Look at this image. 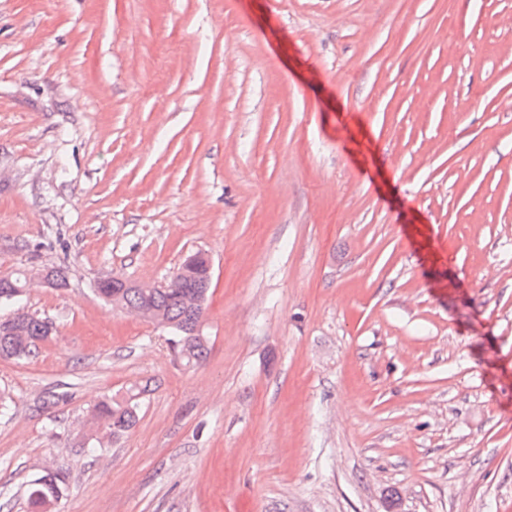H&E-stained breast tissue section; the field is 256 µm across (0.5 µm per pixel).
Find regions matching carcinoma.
<instances>
[{
	"label": "carcinoma",
	"instance_id": "carcinoma-1",
	"mask_svg": "<svg viewBox=\"0 0 512 512\" xmlns=\"http://www.w3.org/2000/svg\"><path fill=\"white\" fill-rule=\"evenodd\" d=\"M28 270H17L8 274V280L0 279V303L15 299V293L25 287ZM205 274L202 261L182 263L176 269L167 288L153 294L149 299L154 313L162 316L173 333V338L182 341L186 331L201 324L206 313V301L189 304L188 294L204 293L198 287ZM95 291L110 306L119 304L137 306L144 302L143 296L134 288H114L112 282H96ZM48 336L44 318L28 314L23 319L7 326L0 322V358L27 360L36 355L38 343ZM208 353V340L194 338L189 346V354L184 359L189 363H202ZM138 394L130 393L122 400L110 397L99 401L87 415L89 431L94 434V445L112 440V432L121 433L133 428L138 420ZM67 472L59 470L54 480L47 482L41 478L28 487V499L33 512H46L47 506L59 498L61 486L66 484Z\"/></svg>",
	"mask_w": 512,
	"mask_h": 512
}]
</instances>
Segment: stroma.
Returning a JSON list of instances; mask_svg holds the SVG:
<instances>
[{
  "mask_svg": "<svg viewBox=\"0 0 512 512\" xmlns=\"http://www.w3.org/2000/svg\"><path fill=\"white\" fill-rule=\"evenodd\" d=\"M509 99L512 0H0V512H512ZM198 250L188 365L94 284ZM30 269L17 270L13 273H7L8 280L0 279V303H7L19 295L15 296V293L19 289L29 287L33 283H39L45 287H50V281L47 276L45 269L39 268L28 274ZM28 274V277H27ZM26 285V286H25ZM28 314V315H27ZM25 316L17 322H13L8 327L0 320V358L12 360H27L36 355L38 343L48 336V330L44 321L47 318L39 317L35 314H29L24 309H18L14 313L17 320ZM18 330L14 334L13 331ZM139 393H130L121 401L104 398L99 401L92 412L87 415V425L95 438L93 447H102L105 441H112L121 438L123 435L117 434L114 438L112 431L121 433L133 428L138 420V399ZM101 438L105 441L102 442ZM43 478L33 481L28 487V499L34 512L47 511V506L59 498L61 485H65L67 481V472L58 470L54 476L55 481L52 479L47 482Z\"/></svg>",
  "mask_w": 512,
  "mask_h": 512,
  "instance_id": "obj_1",
  "label": "stroma"
}]
</instances>
